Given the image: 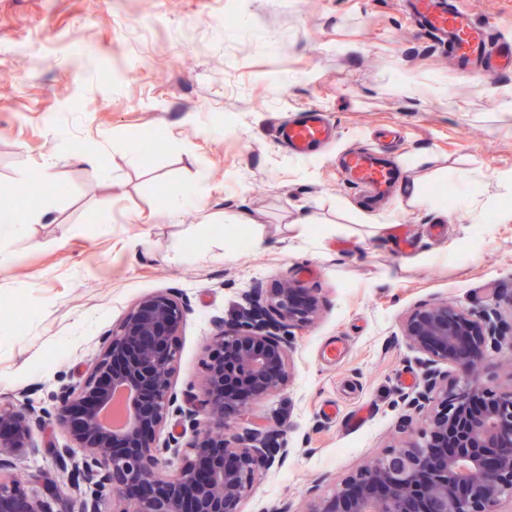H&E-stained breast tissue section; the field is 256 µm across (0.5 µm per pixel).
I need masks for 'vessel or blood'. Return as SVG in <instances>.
<instances>
[{
    "mask_svg": "<svg viewBox=\"0 0 512 512\" xmlns=\"http://www.w3.org/2000/svg\"><path fill=\"white\" fill-rule=\"evenodd\" d=\"M403 7L421 32L447 48L460 73L491 78L512 71V40L493 36L490 23L455 9L451 0H403ZM334 136L326 114L315 108L304 110L279 129L280 141L297 157L309 156L315 146ZM341 173L348 184L367 187L377 197L386 193L393 179L391 168L374 152L347 153Z\"/></svg>",
    "mask_w": 512,
    "mask_h": 512,
    "instance_id": "obj_1",
    "label": "vessel or blood"
}]
</instances>
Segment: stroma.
<instances>
[{
    "mask_svg": "<svg viewBox=\"0 0 512 512\" xmlns=\"http://www.w3.org/2000/svg\"><path fill=\"white\" fill-rule=\"evenodd\" d=\"M512 37V0H454ZM317 107L332 145L298 158L282 123ZM151 131L154 159L137 149ZM98 152L91 174L72 140ZM379 149L418 195L380 211L347 184L344 152ZM64 183L51 221L0 243V398L53 409L140 298L173 289L188 313L178 393L205 376L212 321H234L253 282L320 303L286 329L291 378L249 408L292 450L255 475L244 512L307 490L414 439L402 396L423 387L401 335L424 303L490 305L512 290V73L458 74L400 0H0V188ZM248 223H238V216ZM54 425L15 474L57 480Z\"/></svg>",
    "mask_w": 512,
    "mask_h": 512,
    "instance_id": "obj_1",
    "label": "stroma"
}]
</instances>
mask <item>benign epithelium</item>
<instances>
[{"label": "benign epithelium", "mask_w": 512, "mask_h": 512, "mask_svg": "<svg viewBox=\"0 0 512 512\" xmlns=\"http://www.w3.org/2000/svg\"><path fill=\"white\" fill-rule=\"evenodd\" d=\"M239 320H213L206 379L179 400L174 374L186 304L171 291L142 297L112 329L84 379L63 395L54 413L34 401H0V512H98L103 491L113 512H242L255 473L288 457L279 432L245 426L250 402L279 392L290 380L288 341L281 330L319 312L314 296L292 283L273 292L243 294ZM497 294L479 311L448 300L413 309L402 323L407 345L424 356L423 391L404 399L408 417L424 414L418 438L333 485L309 512H496L512 500V387L492 390L482 380L489 352L507 345ZM453 375H448V372ZM176 416L191 441L179 454L161 438ZM68 443L55 449L60 480L28 492L14 475L15 460L34 449L46 419Z\"/></svg>", "instance_id": "benign-epithelium-1"}]
</instances>
